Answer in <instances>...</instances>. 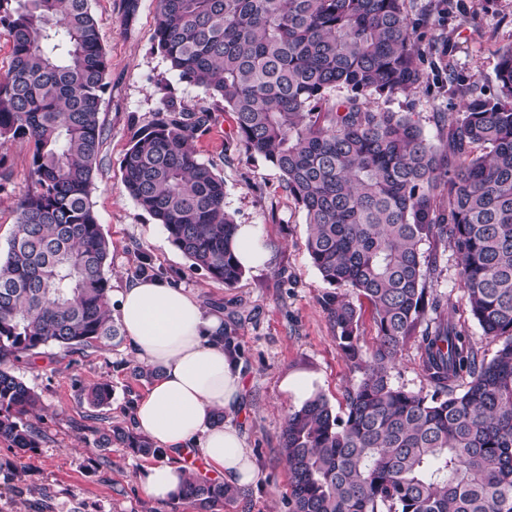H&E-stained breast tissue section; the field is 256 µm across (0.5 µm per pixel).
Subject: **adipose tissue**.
I'll list each match as a JSON object with an SVG mask.
<instances>
[{"mask_svg": "<svg viewBox=\"0 0 512 512\" xmlns=\"http://www.w3.org/2000/svg\"><path fill=\"white\" fill-rule=\"evenodd\" d=\"M119 300L134 359L158 373L131 418L133 428L164 453L139 475L145 493L160 502L178 499L190 450L227 485L256 483L259 471L234 421L244 395L241 362L224 347L221 317L162 280L133 281Z\"/></svg>", "mask_w": 512, "mask_h": 512, "instance_id": "adipose-tissue-1", "label": "adipose tissue"}]
</instances>
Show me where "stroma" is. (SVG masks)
<instances>
[{"instance_id":"35a3bbf8","label":"stroma","mask_w":512,"mask_h":512,"mask_svg":"<svg viewBox=\"0 0 512 512\" xmlns=\"http://www.w3.org/2000/svg\"><path fill=\"white\" fill-rule=\"evenodd\" d=\"M120 0H91L103 47L110 60L108 89L100 105L104 139L95 172L91 203L110 243L113 293L136 280L140 255H149L162 280L185 288L217 313L240 347L244 400L235 422L246 437L260 472L257 483L225 501L222 512H289L288 466L278 448L292 405L279 389L284 373L300 371L336 414H343L349 388L361 377L346 360L325 307L329 291L306 249L303 209L282 186L278 169L261 157L232 147V113L203 89L181 82L156 48L158 0H140L136 16L122 22ZM415 20V37L424 48L427 81L414 93L372 105L413 113L424 135L441 143L443 125L461 106L449 76L471 82L472 95L488 93L498 49L512 44V0H405ZM193 107L211 104L215 112L195 144L199 158L223 179L225 203L235 223L259 229L268 251L265 266L245 272L232 287L213 279L168 240L162 225L129 197L122 184L121 161L133 135L148 124L164 101ZM8 179L0 190V257L17 222V203L32 188L30 149L16 143L5 151ZM443 270L428 287L440 311L485 356L493 358L499 339L484 334L471 317L466 292L456 280L451 250L439 252ZM421 350L409 343L389 371L392 385L427 391L420 368ZM129 352L125 334L109 345L64 350L55 345L31 360L15 363L14 373L41 399L32 420L39 447L22 450L0 441V512H194L185 503H160L148 497L138 479L149 457L122 447L102 448L101 432L130 425L132 411L150 380ZM107 383L112 399L92 414L85 387Z\"/></svg>"}]
</instances>
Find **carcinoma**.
I'll return each instance as SVG.
<instances>
[{"label":"carcinoma","instance_id":"obj_1","mask_svg":"<svg viewBox=\"0 0 512 512\" xmlns=\"http://www.w3.org/2000/svg\"><path fill=\"white\" fill-rule=\"evenodd\" d=\"M0 27L12 43L0 147L29 146L33 183L0 258V440L25 449L39 447L30 417L41 401L9 363L118 335L111 250L91 203L108 57L89 0H0ZM155 40L182 81L234 113L235 146L280 171L306 214L310 260L332 288L336 339L362 373L341 415L320 393L289 409L280 454L290 512H512V46L498 50L487 94L468 99L448 76L464 100L437 146L411 114L370 103L425 79L404 0H158ZM336 88L347 95L330 98ZM211 120L205 104L166 102L133 137L122 182L193 265L232 287L244 271L224 180L193 147ZM427 242L452 249L470 314L503 339L491 360L428 299L442 269ZM350 291L373 310L368 352ZM412 341L425 394L389 379ZM84 397L101 409L112 389L97 384ZM99 443L157 452L120 425ZM234 495L190 473L179 500L215 512Z\"/></svg>","mask_w":512,"mask_h":512}]
</instances>
